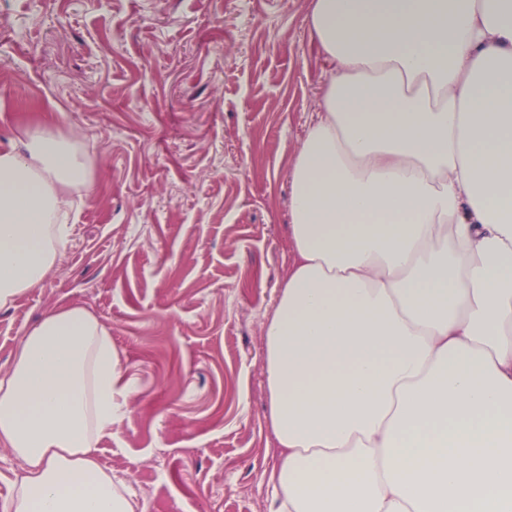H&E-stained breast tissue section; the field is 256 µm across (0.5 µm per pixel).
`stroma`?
I'll return each instance as SVG.
<instances>
[{
	"instance_id": "stroma-1",
	"label": "stroma",
	"mask_w": 512,
	"mask_h": 512,
	"mask_svg": "<svg viewBox=\"0 0 512 512\" xmlns=\"http://www.w3.org/2000/svg\"><path fill=\"white\" fill-rule=\"evenodd\" d=\"M310 0H0V146L84 131L102 172L57 271L0 307V372L51 308L111 333L130 412L97 444L147 512H272L262 324L288 167L330 76Z\"/></svg>"
}]
</instances>
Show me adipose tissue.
Returning <instances> with one entry per match:
<instances>
[{
  "label": "adipose tissue",
  "instance_id": "obj_1",
  "mask_svg": "<svg viewBox=\"0 0 512 512\" xmlns=\"http://www.w3.org/2000/svg\"><path fill=\"white\" fill-rule=\"evenodd\" d=\"M330 67L291 163L262 327L273 512H512V0H311ZM76 128L0 148V306L57 269L100 179ZM112 336L56 307L0 373V512H146L102 468ZM21 462L5 450H0V501L8 498L17 476L22 473Z\"/></svg>",
  "mask_w": 512,
  "mask_h": 512
}]
</instances>
